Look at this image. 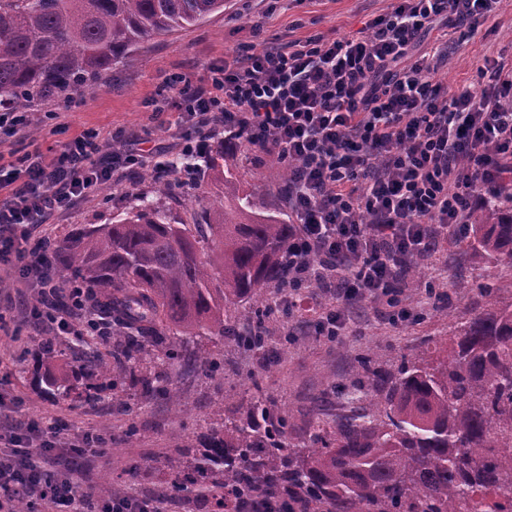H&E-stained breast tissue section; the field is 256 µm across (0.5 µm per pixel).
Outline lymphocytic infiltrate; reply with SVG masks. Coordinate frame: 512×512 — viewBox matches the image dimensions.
I'll return each mask as SVG.
<instances>
[{
  "label": "lymphocytic infiltrate",
  "mask_w": 512,
  "mask_h": 512,
  "mask_svg": "<svg viewBox=\"0 0 512 512\" xmlns=\"http://www.w3.org/2000/svg\"><path fill=\"white\" fill-rule=\"evenodd\" d=\"M499 0H393L358 38H321L252 52L209 67L206 80H171L168 111L182 148L157 169L191 184L192 158L210 152L217 131L242 137L288 166V207L296 232L288 254L297 287H333L396 307L391 285L411 260L466 224L469 213L512 182V63L486 57L478 80L451 96L425 59L408 56L437 19L447 28L477 27ZM100 132L86 130L58 155L34 152L0 161V272L34 288L39 325L72 331L84 291L55 269L49 237L36 230L149 153L105 155ZM68 294L67 309L53 299ZM83 319V318H82ZM58 418L0 434V512H14L17 492L72 512H163L132 495L98 501L88 510L63 455L97 453L105 439L84 436L63 451Z\"/></svg>",
  "instance_id": "lymphocytic-infiltrate-1"
}]
</instances>
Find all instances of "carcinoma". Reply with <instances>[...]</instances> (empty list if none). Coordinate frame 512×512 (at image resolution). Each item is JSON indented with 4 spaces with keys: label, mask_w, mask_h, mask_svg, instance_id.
Segmentation results:
<instances>
[{
    "label": "carcinoma",
    "mask_w": 512,
    "mask_h": 512,
    "mask_svg": "<svg viewBox=\"0 0 512 512\" xmlns=\"http://www.w3.org/2000/svg\"><path fill=\"white\" fill-rule=\"evenodd\" d=\"M224 11V0H0V105L23 108L71 88L92 86L144 43ZM251 147L217 142L206 170L224 183V206L187 225L170 201L172 185L112 217L83 227L54 248L58 267L89 292L112 321V365L92 357L73 370L44 350L40 386L68 395L79 378L134 374L158 352L190 371L216 360L188 345L205 330L257 350L265 347L262 307L292 278L294 226L243 190L236 160ZM470 246L512 268V194L471 215ZM224 245L219 271L199 245ZM483 306L449 327L439 361L405 356L388 369L362 358L357 406L316 418L300 441L289 418L252 393L209 424L203 450L175 466L172 489L210 484L217 504L277 501L282 512H512V302L499 286L480 288ZM251 302L246 324L237 306Z\"/></svg>",
    "instance_id": "1"
}]
</instances>
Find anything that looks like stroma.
Listing matches in <instances>:
<instances>
[{
  "label": "stroma",
  "mask_w": 512,
  "mask_h": 512,
  "mask_svg": "<svg viewBox=\"0 0 512 512\" xmlns=\"http://www.w3.org/2000/svg\"><path fill=\"white\" fill-rule=\"evenodd\" d=\"M390 4L391 0H226L223 12L143 44L84 93L33 105L24 138L1 141L0 154L37 150L50 157L87 129L105 135L121 131L141 140L145 148L177 153L179 141L168 114L154 112L164 80L173 75L204 79L209 65L232 60L247 48L257 52L319 36H361ZM487 55L512 57V0H501L477 29L458 28L447 55L434 57L432 63L437 79L454 95L473 84L476 64ZM243 167L245 189L258 192L271 207H280L281 166L247 161ZM154 169L150 158L124 172L118 183L101 185L73 208L54 215L47 234L58 242L84 225L111 223L113 215L131 206L136 196L152 193L148 175ZM420 266L434 276L436 286L429 294L421 288L401 291L400 306L409 313L406 321L391 323L386 304L364 299L361 315L348 320L343 336L330 340L300 331L299 325L304 320L317 323L328 312L343 310L346 298L331 288L309 289L290 303L278 294L267 322L268 352L204 336L201 345L223 358V367L188 373L179 365L155 362L135 377L123 375L113 384L79 379L70 396L58 398L41 391V339L19 309L15 283L4 280L0 283V424L60 416L68 428L58 441L67 445L79 443L87 432L104 434L108 443L102 454L80 462L75 475L82 495L100 500L117 491L162 499L165 512H215V500L204 488L171 493L174 474L169 461L179 457L181 448H201L207 425L218 419L222 409L249 395L252 377H260L267 397L295 425H304L315 409L329 419L347 405L337 397L336 386L353 384L366 353L380 354L393 364L419 351L429 360L444 358L439 339L451 324L467 319L481 306L482 284L499 277L502 298H512V268L482 260L456 237L440 240L437 251ZM56 349L73 366L81 365L89 351L108 361L112 339L92 332L64 333L57 337ZM159 372L177 387L188 415L174 414L159 390L146 389V382ZM91 388L97 393L93 401L85 398ZM131 427L138 431L132 439L127 436Z\"/></svg>",
  "instance_id": "1"
}]
</instances>
